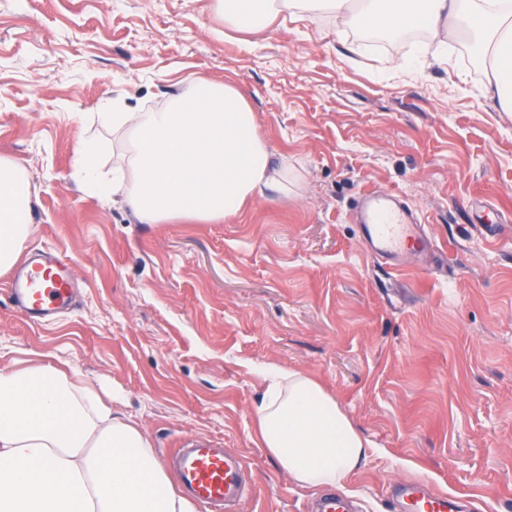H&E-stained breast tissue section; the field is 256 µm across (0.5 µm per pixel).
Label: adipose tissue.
<instances>
[{
    "label": "adipose tissue",
    "mask_w": 512,
    "mask_h": 512,
    "mask_svg": "<svg viewBox=\"0 0 512 512\" xmlns=\"http://www.w3.org/2000/svg\"><path fill=\"white\" fill-rule=\"evenodd\" d=\"M237 32L277 16L319 25L354 20L397 39L412 29L450 38L471 32L491 57L500 105L512 112V0H216ZM128 129L131 177L101 171L96 145L76 154L85 187L122 197L141 224L219 222L264 190H284L289 168L275 161L256 113L231 85L194 81L158 109L104 112ZM32 196L19 164L0 156V271L19 259ZM256 409L258 437L302 486L345 489L369 443L336 399L301 372L273 367ZM0 512H195L134 421L78 371L51 363L0 369Z\"/></svg>",
    "instance_id": "adipose-tissue-1"
}]
</instances>
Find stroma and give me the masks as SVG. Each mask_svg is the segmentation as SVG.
I'll list each match as a JSON object with an SVG mask.
<instances>
[{
	"label": "stroma",
	"instance_id": "obj_1",
	"mask_svg": "<svg viewBox=\"0 0 512 512\" xmlns=\"http://www.w3.org/2000/svg\"><path fill=\"white\" fill-rule=\"evenodd\" d=\"M463 38L365 41L289 21L225 34L214 0H0V156L32 193L25 253L85 281L43 322L0 273V368L73 366L135 421L159 462L177 442L240 456L228 512H315L261 448L270 366L301 372L371 442L347 489L356 512H398L395 488L512 512V112ZM195 78L234 86L269 150L300 174L219 224H139L74 168L99 148L129 171L102 112L157 108ZM409 206L432 243L415 266L371 254L363 191Z\"/></svg>",
	"mask_w": 512,
	"mask_h": 512
}]
</instances>
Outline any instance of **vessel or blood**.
Here are the masks:
<instances>
[{
  "label": "vessel or blood",
  "instance_id": "1",
  "mask_svg": "<svg viewBox=\"0 0 512 512\" xmlns=\"http://www.w3.org/2000/svg\"><path fill=\"white\" fill-rule=\"evenodd\" d=\"M360 216L365 242L381 257L400 262L402 248L410 237L419 236L418 220L407 208L382 203L379 195H363ZM78 286L73 268L57 257L37 255L20 266L9 283L14 306L38 321L66 307ZM171 462L182 488L201 505L229 507L247 494L244 462L207 442L175 449ZM406 512H458L454 500L427 495L419 485L405 487Z\"/></svg>",
  "mask_w": 512,
  "mask_h": 512
}]
</instances>
